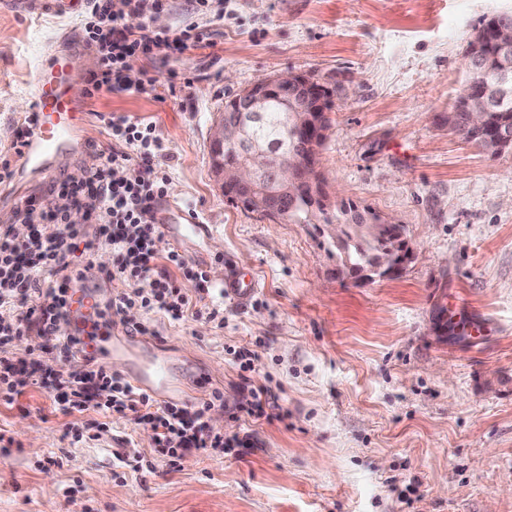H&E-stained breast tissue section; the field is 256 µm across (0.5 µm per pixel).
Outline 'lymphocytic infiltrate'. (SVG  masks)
I'll return each mask as SVG.
<instances>
[{
  "instance_id": "obj_1",
  "label": "lymphocytic infiltrate",
  "mask_w": 512,
  "mask_h": 512,
  "mask_svg": "<svg viewBox=\"0 0 512 512\" xmlns=\"http://www.w3.org/2000/svg\"><path fill=\"white\" fill-rule=\"evenodd\" d=\"M168 7V0H90L91 18L86 35L100 47L101 58L89 83L92 93L144 92L153 79L132 72L129 61L138 56L182 50L188 42H202V35L172 33L153 28L151 15ZM142 19L138 27L123 23L124 15ZM111 148L102 150L95 167L83 169L52 183L49 194H68L74 207L83 210L95 226L87 234L83 225L70 223L67 213L48 203L27 204L18 210L21 223L30 225L26 239H17L11 229L0 228V349L16 338L55 342L64 353L76 352L78 342L66 332L67 291L58 280L62 272H78L76 251L93 259L103 248L112 252V265L103 274L117 287L106 302L113 316L139 307L172 320L222 318L220 306L194 300L183 292L179 280H205L178 250L156 252L160 227L152 215L154 203L167 194L168 172L162 145L152 124L115 115L105 121ZM232 355L243 372L239 397L232 415L272 419L277 407L267 389L253 386L249 378L258 353L242 346ZM61 406L94 404L98 412L132 417L151 427L157 444L179 462L207 448H232L240 438L227 439L213 431L206 412L209 402L192 406L159 404L151 395L133 390L123 376L100 365L79 377H44Z\"/></svg>"
}]
</instances>
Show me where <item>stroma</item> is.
I'll list each match as a JSON object with an SVG mask.
<instances>
[{
	"instance_id": "1",
	"label": "stroma",
	"mask_w": 512,
	"mask_h": 512,
	"mask_svg": "<svg viewBox=\"0 0 512 512\" xmlns=\"http://www.w3.org/2000/svg\"><path fill=\"white\" fill-rule=\"evenodd\" d=\"M512 0H213L207 14L170 0L160 28L195 25L201 45L133 60L147 92L88 96L99 65L81 36L86 0L67 13L0 11V192L41 200L47 183L15 149L37 76L79 37L71 86L92 114L153 123L168 158V200L211 233L185 249L207 282L191 297L224 307V322L175 321L133 309L148 352L197 374L215 430L251 447L203 451L171 465L151 429L94 408L60 410L37 384L0 396V512H512V151L466 142L446 121L466 79L472 36ZM302 73L330 93L319 168L331 196L400 224L413 251L398 276L336 275L328 234L231 203L212 171L211 128L256 81ZM255 274L247 306L224 298V265ZM488 324L476 343L455 309ZM260 360L250 377L281 416L248 423L226 405L240 370L228 350ZM154 472L136 471L134 454ZM63 458L51 464L52 455Z\"/></svg>"
}]
</instances>
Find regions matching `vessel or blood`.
<instances>
[{
    "label": "vessel or blood",
    "instance_id": "1",
    "mask_svg": "<svg viewBox=\"0 0 512 512\" xmlns=\"http://www.w3.org/2000/svg\"><path fill=\"white\" fill-rule=\"evenodd\" d=\"M10 8L32 15L63 9L64 0H8ZM76 58L66 55L38 75L29 133L21 148L24 166L45 177H52L57 157L78 152L94 157L95 145L79 138L87 121L81 101L72 97L69 86L74 75ZM153 217L176 243L187 244L207 237L209 229L193 214L167 202H156ZM99 279L86 272L69 284L67 318L68 332L79 340L86 357L99 364L125 358L130 362L129 381L137 389L153 393L163 401L184 399L183 389L173 378V365L166 357L145 354L138 350L125 333L119 332L99 299ZM257 291L256 281L236 265L224 268V294L244 304Z\"/></svg>",
    "mask_w": 512,
    "mask_h": 512
}]
</instances>
